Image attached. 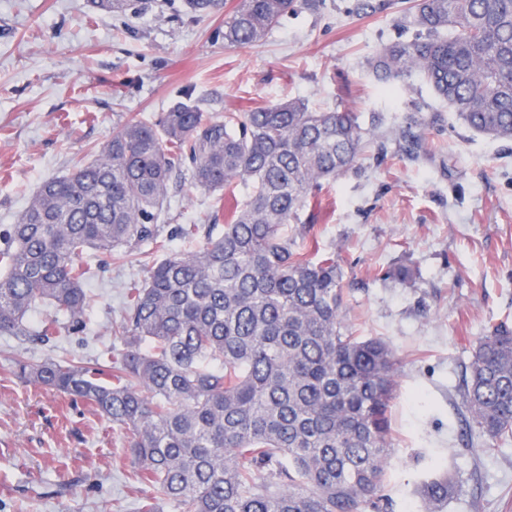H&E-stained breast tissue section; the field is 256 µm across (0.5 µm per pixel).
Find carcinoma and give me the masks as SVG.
<instances>
[{
    "mask_svg": "<svg viewBox=\"0 0 512 512\" xmlns=\"http://www.w3.org/2000/svg\"><path fill=\"white\" fill-rule=\"evenodd\" d=\"M214 7L184 0L195 17ZM294 7L239 0L224 17V47L260 43ZM403 24L417 35L377 47L368 60L377 81L417 76L469 130L512 140V0H412ZM373 133L301 98L222 118L176 101L152 125L127 119L93 161L44 181L0 235V335L21 344L86 331L87 251L107 255L105 266L156 256L113 326L122 352L93 364L17 355L14 375L124 428L137 481L183 512H381L400 360L384 339L354 334L336 257L298 245L314 225L288 235ZM185 178L235 206L222 224H178L165 238L170 187ZM174 235L203 242L183 254ZM43 306L54 314L32 321ZM460 394L485 448L512 443L507 324L478 339ZM452 493L446 475L423 481V512H445ZM158 499L140 512H162Z\"/></svg>",
    "mask_w": 512,
    "mask_h": 512,
    "instance_id": "carcinoma-1",
    "label": "carcinoma"
}]
</instances>
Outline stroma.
I'll list each match as a JSON object with an SVG mask.
<instances>
[{"label":"stroma","instance_id":"obj_1","mask_svg":"<svg viewBox=\"0 0 512 512\" xmlns=\"http://www.w3.org/2000/svg\"><path fill=\"white\" fill-rule=\"evenodd\" d=\"M182 4L151 0L130 16L88 0H0V229L43 181L91 161L121 121H154L176 99L214 117L296 97L356 113L365 127L380 117L354 168L300 211L298 223L315 227L300 245L335 255L349 323L401 361L386 465L394 512L416 502L436 460L454 485L445 512H512V445L467 447L451 420L478 337L512 325V141L471 132L421 81L385 89L368 71L409 0L367 14L358 0H297L249 48L221 36L237 0L200 18ZM416 119L424 141L411 153L400 132ZM232 206L186 183L164 222L220 223ZM398 266L409 280L384 279ZM145 275L141 265L106 267L88 286L82 335L45 345L0 336V512H138L150 495L132 473L125 430L12 374L18 353L91 361L121 350L112 328L127 285Z\"/></svg>","mask_w":512,"mask_h":512}]
</instances>
